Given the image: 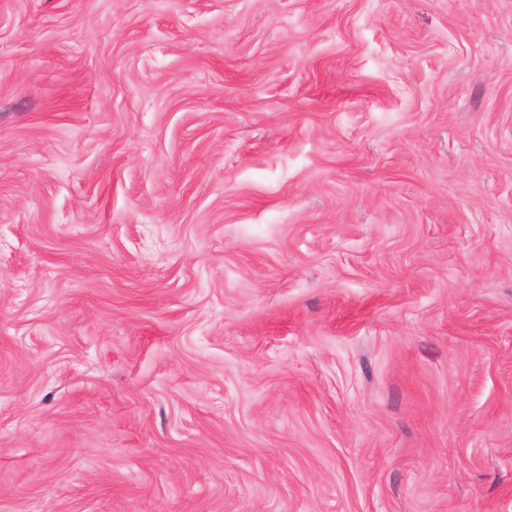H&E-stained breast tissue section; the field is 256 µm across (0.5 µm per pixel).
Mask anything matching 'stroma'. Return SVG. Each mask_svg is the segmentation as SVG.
I'll return each instance as SVG.
<instances>
[{"label":"stroma","mask_w":512,"mask_h":512,"mask_svg":"<svg viewBox=\"0 0 512 512\" xmlns=\"http://www.w3.org/2000/svg\"><path fill=\"white\" fill-rule=\"evenodd\" d=\"M0 512H512V0H0Z\"/></svg>","instance_id":"stroma-1"}]
</instances>
